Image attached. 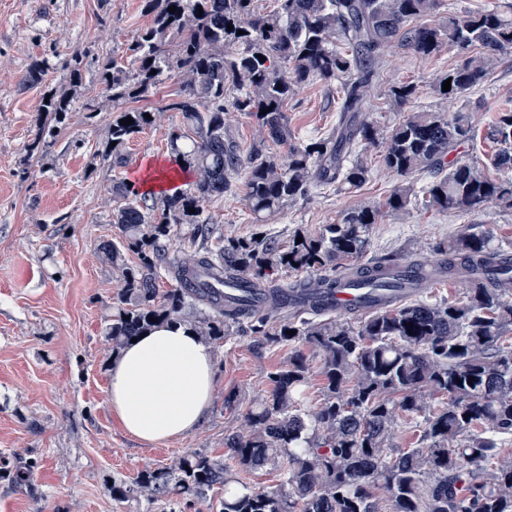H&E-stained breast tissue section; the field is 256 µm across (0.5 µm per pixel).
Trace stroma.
Instances as JSON below:
<instances>
[{
  "instance_id": "obj_1",
  "label": "stroma",
  "mask_w": 512,
  "mask_h": 512,
  "mask_svg": "<svg viewBox=\"0 0 512 512\" xmlns=\"http://www.w3.org/2000/svg\"><path fill=\"white\" fill-rule=\"evenodd\" d=\"M142 0H0V460L37 461L29 481L14 483L0 469V512H158L144 503L117 502L111 480L131 479L148 464L167 466L202 449L227 456L224 438L246 434L253 402L268 394V375L290 353L239 333L216 346L215 385L206 420L196 431L164 443L128 435L106 400L112 359L107 328L117 277L100 250L118 239L112 222V187L135 179L136 168L172 161L170 134L178 113L166 106L179 89L167 78L136 108L157 113L136 134L118 167L103 152L117 115L100 72L106 59L125 60L126 49L150 22ZM81 50L80 63L72 53ZM453 52L422 58L393 45L374 83L369 121L384 130L413 110L466 105L480 138L462 146L465 161L487 160L481 138L498 109L512 105V53L502 55L480 86L461 99L433 90L456 64ZM45 69L42 84H24L32 63ZM399 83L415 86L409 105L387 96ZM69 88L70 110L54 119L42 110L45 92ZM337 86L311 82L288 102L297 141L331 133L338 120ZM382 146L368 147V179L356 189L333 184L305 200L288 202L266 224L256 223L242 200V181L210 200L206 212L216 234L248 238L267 234L287 243L295 232L317 234L345 211L384 201L401 183L382 161ZM472 230L512 249V211L486 205L476 213L413 208L389 213L372 225L366 258L386 252L435 259L448 237Z\"/></svg>"
}]
</instances>
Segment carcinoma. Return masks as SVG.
Instances as JSON below:
<instances>
[{"instance_id": "cac0c4a2", "label": "carcinoma", "mask_w": 512, "mask_h": 512, "mask_svg": "<svg viewBox=\"0 0 512 512\" xmlns=\"http://www.w3.org/2000/svg\"><path fill=\"white\" fill-rule=\"evenodd\" d=\"M144 3L153 20L127 47L135 69L114 59L102 65L101 82L120 112L108 154L123 164V146L152 124L144 110L124 104L174 75L180 89L166 109L182 117L183 129L170 134V145L183 164L162 174L173 181L189 169L193 183L161 194L125 181L112 187V222L121 231L119 240L103 245L119 282L108 331L112 352L156 323L187 324L211 344L223 343L235 326L271 346L311 349L324 398L308 404L309 359L298 349L270 374L269 395L249 413V433L227 437L236 468L192 451L169 467L147 465L130 481L113 480V498L172 505L160 512H176L178 504L211 506L215 499L218 512H512V454L497 448L498 438L512 436L511 254L486 234L462 233L438 248L448 278H468L469 291L457 302L410 298L346 319L318 309L290 313L288 297L311 284L285 280L282 270L315 273L318 287L331 290L348 273L374 287L400 288L379 272L405 263L428 269L396 253L360 263L371 225L385 210L415 204L416 194L402 184L382 204L354 208L317 235L295 234L286 247L257 235L226 242L214 236L205 210L242 170L243 200L262 224L320 186L357 188L369 173L364 151L380 140L391 172L428 174L426 207L512 210V179L489 174L512 170V107L499 109L491 122L498 151L485 166L452 157L475 138L464 109L413 112L388 133L361 117L391 44L422 57L456 51L458 64L434 85L441 97L456 99L512 50V19L496 10L450 11L430 24L435 0H277L268 13L255 10L254 0ZM448 79L451 88L444 91ZM315 80L342 89L336 131L297 143L284 108ZM230 108L260 128L262 143L246 154L224 127ZM68 110L67 93H50L44 111L60 116ZM127 117L133 123L120 124ZM270 143L288 146L287 153L269 152ZM173 224L190 226L194 247L183 258L170 253ZM128 252L137 255L136 264L127 262ZM162 272L170 283L163 290ZM206 277L262 284L266 302L228 305L205 287ZM420 417L426 424L420 447L393 455L398 424ZM267 466L280 470L275 489L250 486L238 474Z\"/></svg>"}]
</instances>
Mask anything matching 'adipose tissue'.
<instances>
[{
	"mask_svg": "<svg viewBox=\"0 0 512 512\" xmlns=\"http://www.w3.org/2000/svg\"><path fill=\"white\" fill-rule=\"evenodd\" d=\"M213 348L187 325H164L114 356L108 403L129 435L162 443L197 430L212 402Z\"/></svg>",
	"mask_w": 512,
	"mask_h": 512,
	"instance_id": "1",
	"label": "adipose tissue"
}]
</instances>
